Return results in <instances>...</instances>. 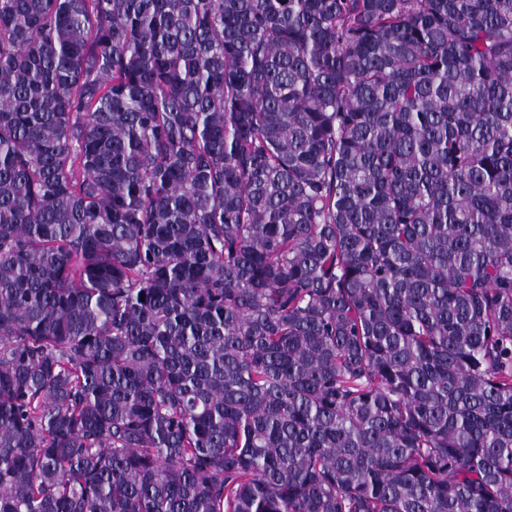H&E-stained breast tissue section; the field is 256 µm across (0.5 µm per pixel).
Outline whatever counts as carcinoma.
I'll list each match as a JSON object with an SVG mask.
<instances>
[{
    "label": "carcinoma",
    "instance_id": "carcinoma-1",
    "mask_svg": "<svg viewBox=\"0 0 512 512\" xmlns=\"http://www.w3.org/2000/svg\"><path fill=\"white\" fill-rule=\"evenodd\" d=\"M0 512H512V0H0Z\"/></svg>",
    "mask_w": 512,
    "mask_h": 512
}]
</instances>
